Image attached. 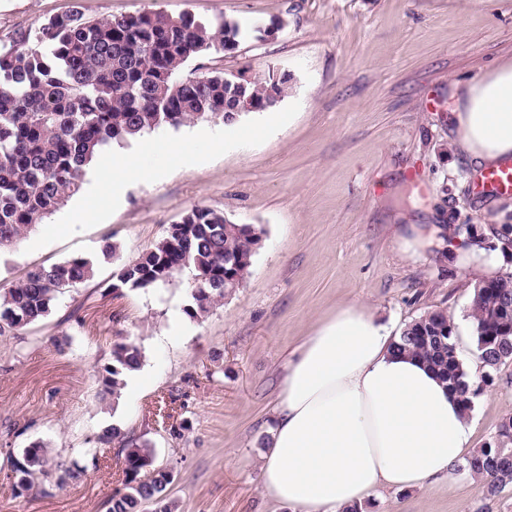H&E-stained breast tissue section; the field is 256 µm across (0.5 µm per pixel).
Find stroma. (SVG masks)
I'll use <instances>...</instances> for the list:
<instances>
[{
    "instance_id": "stroma-1",
    "label": "stroma",
    "mask_w": 512,
    "mask_h": 512,
    "mask_svg": "<svg viewBox=\"0 0 512 512\" xmlns=\"http://www.w3.org/2000/svg\"><path fill=\"white\" fill-rule=\"evenodd\" d=\"M80 10L90 18L147 12L219 15L246 26L281 21L235 54L190 59L184 73H288L295 88L273 110L232 128L200 119L145 135L152 182L123 178L99 192L108 169L89 168L81 191L19 244L0 249V288L36 266L99 260L92 280L51 312L0 336V512H106L121 488L116 449L97 467L44 496H16L10 458L36 441L71 458L104 427L150 441L171 470L179 512H289L262 489L272 407L295 348L336 308L361 304L396 325L433 311L452 317L457 346L474 353L469 316L476 276L455 252L404 259L400 214L416 224H469L487 241L512 240V212L476 194L473 166L455 152L452 84L512 60V0H0V48L16 29ZM266 234L243 287L190 320L187 275L167 285L114 291L117 268L138 259L195 204ZM82 228L65 232L76 210ZM503 222H496V215ZM143 352L141 375L119 402L100 397L112 346ZM512 415V362L476 395L474 445ZM365 512H512V487L486 498L482 481L411 491L380 489Z\"/></svg>"
}]
</instances>
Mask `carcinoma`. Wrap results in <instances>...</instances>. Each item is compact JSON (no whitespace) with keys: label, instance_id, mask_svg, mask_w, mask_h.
Here are the masks:
<instances>
[{"label":"carcinoma","instance_id":"carcinoma-1","mask_svg":"<svg viewBox=\"0 0 512 512\" xmlns=\"http://www.w3.org/2000/svg\"><path fill=\"white\" fill-rule=\"evenodd\" d=\"M278 28L275 20L246 28L224 16L202 21L189 14L145 13L90 19L75 10L16 31L12 46L0 50V248L16 244L76 195L87 168L112 145L199 119L219 117L232 124L245 115L236 110L243 102L250 113L277 106L293 90L287 75L270 71L252 77L216 67L187 77L183 68L193 57L231 55L251 33L269 36ZM265 234L259 224H236L220 210L195 204L149 251L121 265L117 280L133 291L186 273L193 303L185 314L199 320L243 285ZM226 258L236 266L224 267ZM94 274L89 257L27 271L18 284L0 291V335L44 318L63 290ZM511 301L509 273L475 292L471 304L486 381L512 361V331L499 316ZM394 348L427 363L471 410L476 390L458 362L451 317L439 311L413 320ZM142 359L137 345L114 344L103 394L118 400L128 372L140 368ZM116 440L125 480L106 501V512H178L168 493L173 474L154 468V446L123 436L115 426L97 435L96 447L81 448L68 461L51 455L43 442L31 443L11 460L14 494L49 495L64 488L97 467L101 453ZM463 467L484 479L489 497L512 486V416L502 420L494 441L465 458Z\"/></svg>","mask_w":512,"mask_h":512}]
</instances>
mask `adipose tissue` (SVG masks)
I'll return each mask as SVG.
<instances>
[{"instance_id": "1", "label": "adipose tissue", "mask_w": 512, "mask_h": 512, "mask_svg": "<svg viewBox=\"0 0 512 512\" xmlns=\"http://www.w3.org/2000/svg\"><path fill=\"white\" fill-rule=\"evenodd\" d=\"M455 148L477 167L512 162V62L457 83ZM449 230L401 225L404 259L440 257ZM362 305L336 310L289 360L272 410L262 486L290 512H345L378 489L453 481L473 445L459 398Z\"/></svg>"}]
</instances>
